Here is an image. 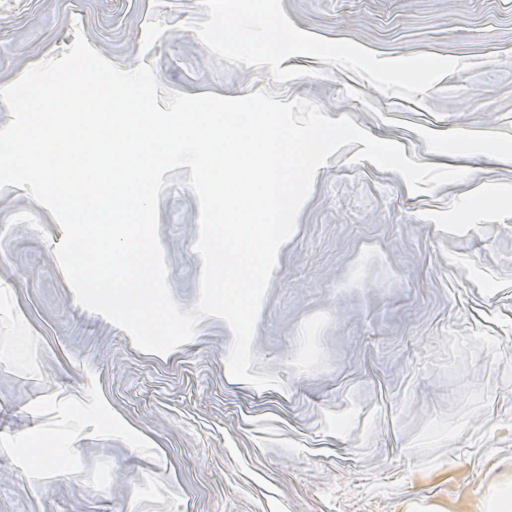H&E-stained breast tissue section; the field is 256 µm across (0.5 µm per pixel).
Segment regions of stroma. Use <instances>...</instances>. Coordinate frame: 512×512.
<instances>
[{"mask_svg":"<svg viewBox=\"0 0 512 512\" xmlns=\"http://www.w3.org/2000/svg\"><path fill=\"white\" fill-rule=\"evenodd\" d=\"M299 30L382 58L466 63L426 93L385 95L354 72L294 55L232 64L188 30L201 0H0V86L83 33L162 91L306 98L407 158L468 175L430 193L360 144L319 168L280 246L257 317L251 374L232 378L216 317L166 354L82 307L56 250L64 233L26 189L0 191V512H490L512 491V0H281ZM481 134L493 151L438 146ZM169 172L159 239L182 310L199 297V203ZM65 443L56 467L32 449Z\"/></svg>","mask_w":512,"mask_h":512,"instance_id":"obj_1","label":"stroma"}]
</instances>
